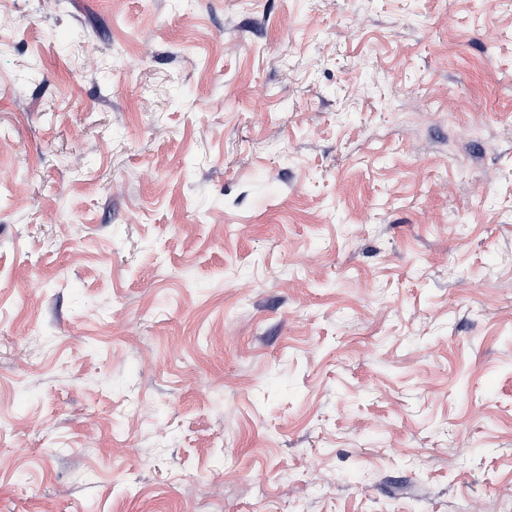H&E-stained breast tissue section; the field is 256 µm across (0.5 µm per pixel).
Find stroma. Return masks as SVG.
Instances as JSON below:
<instances>
[{
	"label": "stroma",
	"instance_id": "obj_1",
	"mask_svg": "<svg viewBox=\"0 0 512 512\" xmlns=\"http://www.w3.org/2000/svg\"><path fill=\"white\" fill-rule=\"evenodd\" d=\"M511 504L512 0H0V512Z\"/></svg>",
	"mask_w": 512,
	"mask_h": 512
}]
</instances>
